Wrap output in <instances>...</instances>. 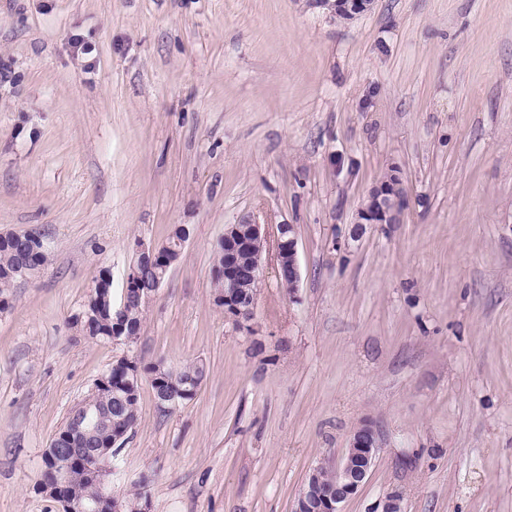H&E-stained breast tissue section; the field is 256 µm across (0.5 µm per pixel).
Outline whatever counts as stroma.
<instances>
[{
    "instance_id": "35a3bbf8",
    "label": "stroma",
    "mask_w": 512,
    "mask_h": 512,
    "mask_svg": "<svg viewBox=\"0 0 512 512\" xmlns=\"http://www.w3.org/2000/svg\"><path fill=\"white\" fill-rule=\"evenodd\" d=\"M394 166L402 223L356 225ZM245 219L295 226L301 279L265 275L240 328L210 271ZM174 224L135 342L83 336L99 270L120 293ZM29 231L51 263L0 313V512H59L42 452L124 354L207 371L168 412L141 387L109 480L149 512H294L365 424L343 512H512V0H0V233ZM312 0L316 7H330L334 14L343 19H351L371 9L373 0Z\"/></svg>"
}]
</instances>
